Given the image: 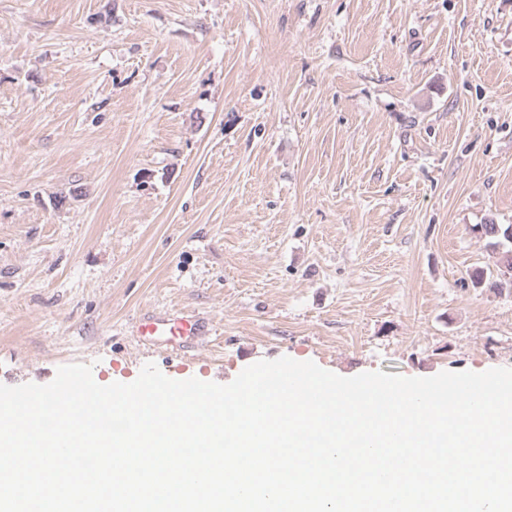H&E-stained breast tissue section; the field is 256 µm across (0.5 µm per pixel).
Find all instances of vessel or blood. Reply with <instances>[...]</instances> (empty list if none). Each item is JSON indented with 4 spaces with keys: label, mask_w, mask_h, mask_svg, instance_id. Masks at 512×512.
Instances as JSON below:
<instances>
[{
    "label": "vessel or blood",
    "mask_w": 512,
    "mask_h": 512,
    "mask_svg": "<svg viewBox=\"0 0 512 512\" xmlns=\"http://www.w3.org/2000/svg\"><path fill=\"white\" fill-rule=\"evenodd\" d=\"M132 331L144 342L183 352L196 347L212 334L213 328L207 318L198 314L174 317L146 314L133 323Z\"/></svg>",
    "instance_id": "vessel-or-blood-1"
}]
</instances>
